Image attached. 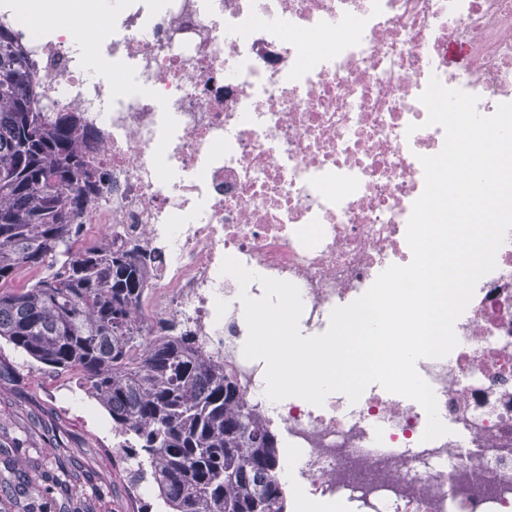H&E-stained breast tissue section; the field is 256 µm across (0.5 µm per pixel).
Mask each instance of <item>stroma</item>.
<instances>
[{
	"label": "stroma",
	"mask_w": 512,
	"mask_h": 512,
	"mask_svg": "<svg viewBox=\"0 0 512 512\" xmlns=\"http://www.w3.org/2000/svg\"><path fill=\"white\" fill-rule=\"evenodd\" d=\"M108 413L63 372L0 344V512H165L133 498Z\"/></svg>",
	"instance_id": "obj_1"
}]
</instances>
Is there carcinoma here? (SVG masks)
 I'll return each instance as SVG.
<instances>
[{"mask_svg": "<svg viewBox=\"0 0 512 512\" xmlns=\"http://www.w3.org/2000/svg\"><path fill=\"white\" fill-rule=\"evenodd\" d=\"M24 48L0 24V340L75 375L167 512H288L278 439L189 321L139 314L155 257L83 233L111 176L77 112L37 109ZM38 276L16 286L19 273Z\"/></svg>", "mask_w": 512, "mask_h": 512, "instance_id": "obj_1", "label": "carcinoma"}]
</instances>
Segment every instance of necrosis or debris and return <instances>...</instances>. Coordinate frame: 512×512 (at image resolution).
I'll return each mask as SVG.
<instances>
[{
    "label": "necrosis or debris",
    "mask_w": 512,
    "mask_h": 512,
    "mask_svg": "<svg viewBox=\"0 0 512 512\" xmlns=\"http://www.w3.org/2000/svg\"><path fill=\"white\" fill-rule=\"evenodd\" d=\"M98 33L88 58L60 29L11 10L47 112L82 113L89 158L112 177L85 222L156 249L145 320L187 319L224 360L247 403L282 430L286 493L357 512H512V231L456 320L452 352L419 363L453 435L427 441L413 400L371 390L315 406L265 394L246 359L239 285L225 257L294 283L302 335L412 252L406 227L438 154L419 96L431 78L477 95L480 114L512 102V0H66ZM331 40L328 48L311 40ZM467 52L448 63V46ZM106 66L143 87L119 91Z\"/></svg>",
    "instance_id": "obj_1"
}]
</instances>
